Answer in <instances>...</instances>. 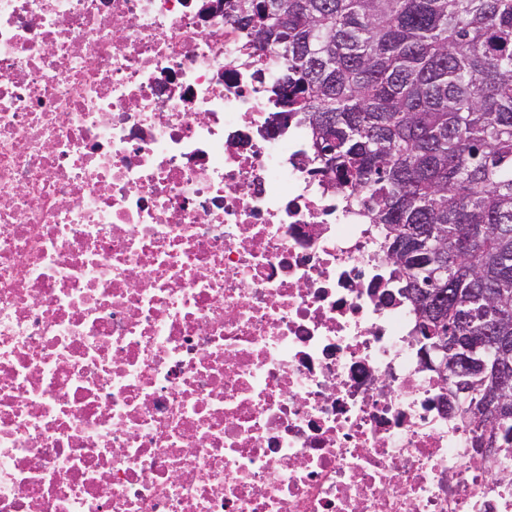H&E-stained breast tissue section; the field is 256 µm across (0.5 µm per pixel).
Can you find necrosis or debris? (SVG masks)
Instances as JSON below:
<instances>
[{
	"label": "necrosis or debris",
	"instance_id": "4bbe7bcc",
	"mask_svg": "<svg viewBox=\"0 0 512 512\" xmlns=\"http://www.w3.org/2000/svg\"><path fill=\"white\" fill-rule=\"evenodd\" d=\"M209 2L0 0V512H512Z\"/></svg>",
	"mask_w": 512,
	"mask_h": 512
}]
</instances>
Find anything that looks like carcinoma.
Returning a JSON list of instances; mask_svg holds the SVG:
<instances>
[{"mask_svg":"<svg viewBox=\"0 0 512 512\" xmlns=\"http://www.w3.org/2000/svg\"><path fill=\"white\" fill-rule=\"evenodd\" d=\"M286 63L288 114L319 164L370 191L416 335L512 337V0H247ZM435 248L423 249L425 239ZM448 267L436 282L435 266ZM454 399L490 448H512V403L487 410L491 365Z\"/></svg>","mask_w":512,"mask_h":512,"instance_id":"1","label":"carcinoma"}]
</instances>
